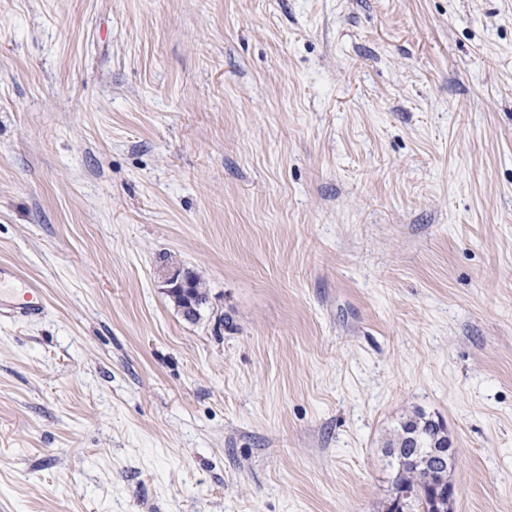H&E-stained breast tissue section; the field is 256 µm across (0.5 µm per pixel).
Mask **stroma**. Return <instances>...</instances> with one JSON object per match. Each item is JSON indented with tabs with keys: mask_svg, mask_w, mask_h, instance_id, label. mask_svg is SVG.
I'll return each mask as SVG.
<instances>
[{
	"mask_svg": "<svg viewBox=\"0 0 512 512\" xmlns=\"http://www.w3.org/2000/svg\"><path fill=\"white\" fill-rule=\"evenodd\" d=\"M0 263V512H512V0H0ZM6 281L23 282L27 288L25 301L19 304H12L9 311H2L4 304H1L2 290H0V314L11 319L34 320L42 316L46 308V293L42 288H35L28 285L21 278L18 269L13 265L0 264V286ZM183 274L187 278L191 288L183 281ZM162 279L167 289L179 288L180 286L182 288H185V291H188V289L190 288L196 306H198L199 313H196L193 316V318L190 319L189 321H196L200 316V310L208 301L206 286L201 281L198 274L189 268H183L182 273L179 268L166 267L162 271ZM195 303L186 301L187 307L184 308V312H187V315H185L186 318L190 317L192 315V312L195 311ZM442 422L426 418L423 414H415L400 425L396 438L389 444V454L394 448H401L402 455L394 459L397 467L391 480L390 510L401 512L403 496V512H448V507L439 511L436 508L437 492L448 482V504L455 497V485L448 480V464L455 459L454 448L445 436ZM445 448L440 447L443 443ZM447 454L446 462L437 455Z\"/></svg>",
	"mask_w": 512,
	"mask_h": 512,
	"instance_id": "stroma-1",
	"label": "stroma"
}]
</instances>
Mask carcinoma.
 <instances>
[{
  "label": "carcinoma",
  "mask_w": 512,
  "mask_h": 512,
  "mask_svg": "<svg viewBox=\"0 0 512 512\" xmlns=\"http://www.w3.org/2000/svg\"><path fill=\"white\" fill-rule=\"evenodd\" d=\"M187 278L196 306L208 301L206 286L193 270L186 268ZM448 441L444 425L422 414H416L400 425L389 449L400 448L402 455L396 459V471L391 489L405 494L404 512H448L437 510V492L448 481V463L442 461L437 451Z\"/></svg>",
  "instance_id": "1"
}]
</instances>
